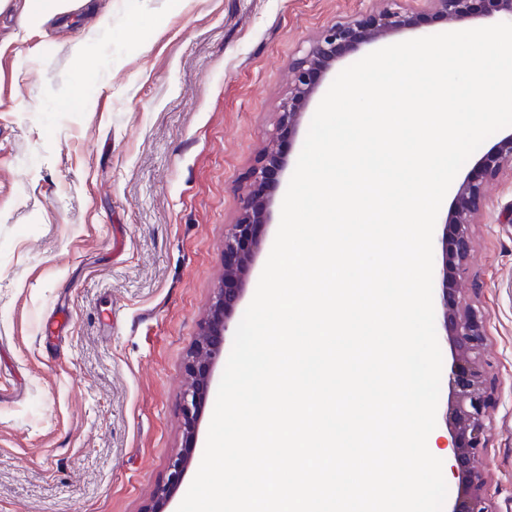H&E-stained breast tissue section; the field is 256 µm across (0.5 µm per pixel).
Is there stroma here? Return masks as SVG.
<instances>
[{"mask_svg": "<svg viewBox=\"0 0 512 512\" xmlns=\"http://www.w3.org/2000/svg\"><path fill=\"white\" fill-rule=\"evenodd\" d=\"M24 3L0 10V512H147L182 449L185 366L290 65L372 2L94 0L26 31ZM292 174L270 184L248 292ZM511 207L506 169L458 295L487 318L480 465L497 512H512Z\"/></svg>", "mask_w": 512, "mask_h": 512, "instance_id": "stroma-1", "label": "stroma"}]
</instances>
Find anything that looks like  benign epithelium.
Returning a JSON list of instances; mask_svg holds the SVG:
<instances>
[{"instance_id":"obj_1","label":"benign epithelium","mask_w":512,"mask_h":512,"mask_svg":"<svg viewBox=\"0 0 512 512\" xmlns=\"http://www.w3.org/2000/svg\"><path fill=\"white\" fill-rule=\"evenodd\" d=\"M374 2L376 6L369 14L326 27L293 63L291 83L279 106L275 133L251 173L250 183L243 193L240 216L224 235V277L186 365L183 453L172 463L168 482L156 494L149 512H166L189 466L214 369L223 358L230 320L245 297L247 279L262 249V233L270 219L271 198L267 184L273 173L287 165L283 150L285 139H293L305 107L342 52L378 43L414 25L415 15L406 8L407 0ZM422 2L443 16L450 26L478 15L512 17V0ZM506 167L512 168V132L485 153L474 174L459 184L445 218L446 231L440 240V315L451 344L448 372L451 398L445 421L450 429L453 476L458 483L456 496L448 500L445 512H497L487 493L488 476L477 464L488 444L486 418L493 401L484 348L487 319L472 308L460 307L455 301V289L448 284L456 283L467 273L470 226L477 222L482 209L486 184Z\"/></svg>"}]
</instances>
